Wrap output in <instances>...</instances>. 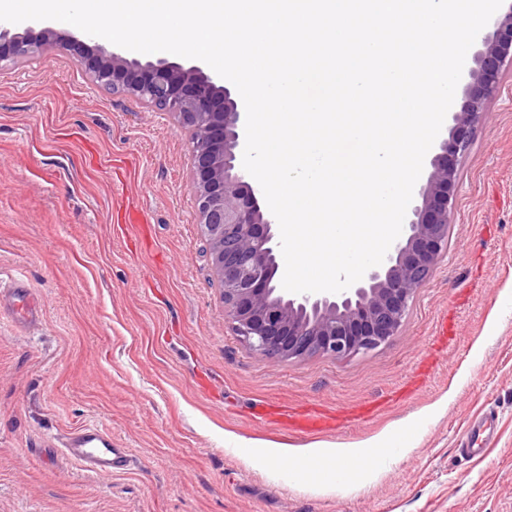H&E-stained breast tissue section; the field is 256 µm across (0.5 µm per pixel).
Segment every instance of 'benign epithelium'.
Segmentation results:
<instances>
[{
  "label": "benign epithelium",
  "mask_w": 512,
  "mask_h": 512,
  "mask_svg": "<svg viewBox=\"0 0 512 512\" xmlns=\"http://www.w3.org/2000/svg\"><path fill=\"white\" fill-rule=\"evenodd\" d=\"M80 46L78 62L93 82L169 114L188 132L197 224L210 246L224 291V319L249 350L274 361L310 355L336 359L368 353L399 331L418 291L448 242L458 161L512 63V5L479 37L461 109L452 113L450 139L429 160L424 183L384 261L340 293L288 292L279 287L277 219L262 188L243 168L245 109L231 91L197 65L167 58L141 60L95 41L44 26L36 36L0 23V67L24 66L51 50Z\"/></svg>",
  "instance_id": "1"
}]
</instances>
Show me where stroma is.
<instances>
[{"mask_svg":"<svg viewBox=\"0 0 512 512\" xmlns=\"http://www.w3.org/2000/svg\"><path fill=\"white\" fill-rule=\"evenodd\" d=\"M459 161L447 250L398 334L365 355L276 362L224 320L196 222L189 142L166 113L91 83L71 51L0 68V512H512V63ZM386 407L356 421L347 408ZM341 411L303 433L256 405ZM498 415L487 456L457 446ZM410 421L414 449L363 487L297 483L252 444L364 446ZM94 424L127 448L97 476L55 441ZM39 308L30 298L27 289L20 284L14 288L0 289V316L15 314L29 323L36 322L39 317Z\"/></svg>","mask_w":512,"mask_h":512,"instance_id":"obj_1","label":"stroma"}]
</instances>
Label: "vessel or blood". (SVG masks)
<instances>
[{"instance_id": "1", "label": "vessel or blood", "mask_w": 512, "mask_h": 512, "mask_svg": "<svg viewBox=\"0 0 512 512\" xmlns=\"http://www.w3.org/2000/svg\"><path fill=\"white\" fill-rule=\"evenodd\" d=\"M11 313L31 323L37 321L39 308L26 288L18 285L0 289V316ZM259 416L263 419H287L295 430L301 432H323L334 427L330 413L321 410L297 413L284 404L264 405ZM495 439V419L491 414L483 413L469 420L458 451L464 458L479 459L485 456ZM62 448L66 456L85 471L100 476L126 470L130 463L127 449L121 448L110 433L94 425L73 430L65 438Z\"/></svg>"}]
</instances>
